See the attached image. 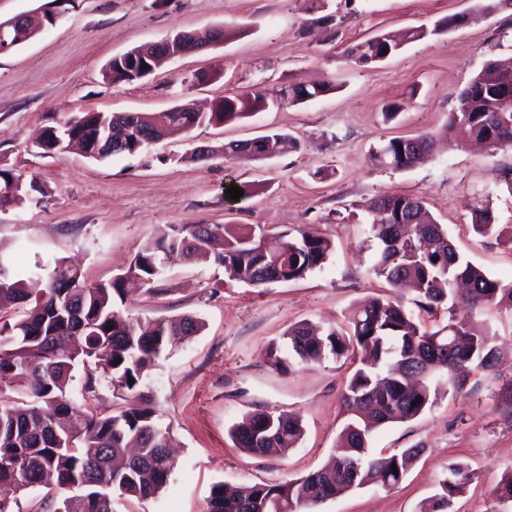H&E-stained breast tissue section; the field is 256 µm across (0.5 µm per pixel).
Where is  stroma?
<instances>
[{"label": "stroma", "mask_w": 512, "mask_h": 512, "mask_svg": "<svg viewBox=\"0 0 512 512\" xmlns=\"http://www.w3.org/2000/svg\"><path fill=\"white\" fill-rule=\"evenodd\" d=\"M478 0H326L332 24L314 23L303 0H0V19L59 9L55 24L0 54V167L36 180L44 194L0 209V260L47 279L75 265L91 282L128 267L143 244L172 224H265L299 227L328 238L334 251L305 278L255 288L222 267L167 264L156 293L129 292L125 311L142 321L192 314L203 329L164 352L140 392L171 432L176 453L169 481L152 499L117 498L113 512H205L213 485L279 484L320 468L347 421L341 393L349 360L293 362L288 373L266 362L271 342L303 321L339 322L353 305L389 295L368 273L376 249L370 199L422 197L459 253L491 277L512 281V246L472 228L475 208L489 206L512 225V148L491 151L443 138L457 94L485 63L512 57V6L471 21ZM460 25L404 44L382 62L351 65L350 44L378 33ZM224 27L223 43L167 62L148 77L115 83L103 76L112 57L184 31ZM203 72L194 88L183 80ZM324 79L335 91L303 104L268 107L165 138L136 155L97 161L76 150L36 145L46 127L83 112L157 113L175 106L211 111L224 97L263 87ZM398 115L387 119L389 106ZM272 133L299 138L296 151L254 162L216 157L189 161L198 146L218 147ZM436 133L422 163L393 170L371 152L395 136ZM249 197L231 200L230 186ZM501 351L493 372L474 376L466 393L446 395L416 418L382 427L372 454L401 448L423 453L405 478L367 485L326 501L319 512H417L439 489L449 462L468 465L478 482L455 498L454 512H512L493 490L512 472V311L470 313ZM298 413L305 434L285 455L236 448L229 429L244 415Z\"/></svg>", "instance_id": "35a3bbf8"}]
</instances>
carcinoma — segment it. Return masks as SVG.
<instances>
[{
    "label": "carcinoma",
    "instance_id": "1",
    "mask_svg": "<svg viewBox=\"0 0 512 512\" xmlns=\"http://www.w3.org/2000/svg\"><path fill=\"white\" fill-rule=\"evenodd\" d=\"M450 20L408 30L407 40L417 41L448 29ZM401 42L388 34L365 39L345 49L355 66L383 50L397 52ZM163 65L160 57H141L132 67L112 62L104 77L114 82L138 80L142 66ZM512 77V58L492 60L457 95L446 131L462 140L487 141L493 149L512 147V101L503 103L476 90L502 77ZM337 89L330 80L305 87L281 85L266 93L257 91L239 99L224 98L215 112L136 113L125 117L114 136L124 138L122 154L140 152L152 141L188 133L203 123H226L263 110L268 102L297 105ZM109 115L83 112L68 123L71 136L89 150ZM267 144L246 155L224 143V159L256 161L269 157L282 143L298 147L296 138L275 133L261 137ZM70 144L55 127L45 130L40 149L49 153ZM433 136H398L372 154L379 166L406 170L428 155ZM44 194L34 181L26 183L11 170L0 168V209L17 206ZM378 218L371 233L379 248L368 273L391 285H412L416 310L397 297L376 299L351 310L348 329L330 326L315 333L316 325L302 322L288 330L284 341L271 347L269 366L284 373L290 359L320 363L326 359H351L361 352L364 359L342 393L349 421L343 428L336 452L318 470L280 484H254L211 489L207 512H297L313 509L365 484L384 488L398 484L422 454L421 448H405L385 457L368 453V439L379 427L410 420L447 394L462 393L472 376L491 371L498 364V350L488 335L457 317L464 306L504 304L512 309V283L504 284L462 258L448 237L447 229L427 215L424 201L416 196L387 194L369 204ZM473 228L481 236L506 237L487 207L476 210ZM334 250L332 242L300 228L272 234L259 225L178 224L165 237L145 244L128 269L107 283H92L80 268L56 266L42 294L30 296L21 275L0 260V308L6 304L29 306L14 323L0 325V512H13L18 494L28 489L55 485L76 487L63 497L47 493L40 512H112V499L146 500L165 486L174 462L169 449V429L144 401L139 387L163 352L185 337L197 334L203 323L183 315L155 321L142 332L133 318L114 309L115 299H124L125 283L134 278L154 289L170 260H194L222 266L246 283L261 288L272 284L267 274L279 267L282 281L306 277L320 268ZM468 284V293L458 294L457 281ZM446 323L433 328L420 317L438 312ZM86 369L84 390L94 394L105 381L130 395L117 414L93 408L80 411L69 386L78 368ZM134 383H129V379ZM300 416L273 411L243 418L230 434L235 446L252 454L268 448L287 453L303 436ZM398 473H393V470ZM475 478L465 465L448 464V474L439 490L419 512H452L453 499L465 492Z\"/></svg>",
    "mask_w": 512,
    "mask_h": 512
}]
</instances>
